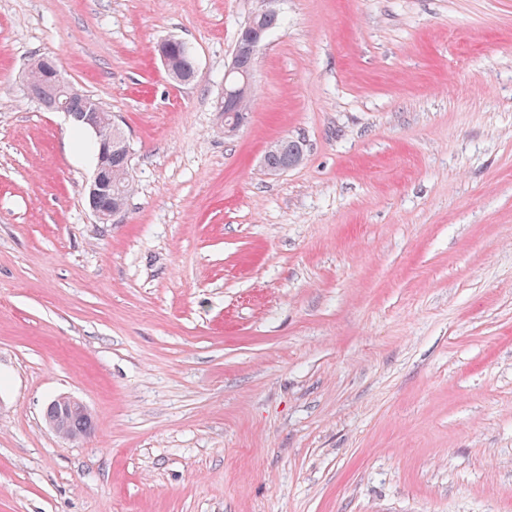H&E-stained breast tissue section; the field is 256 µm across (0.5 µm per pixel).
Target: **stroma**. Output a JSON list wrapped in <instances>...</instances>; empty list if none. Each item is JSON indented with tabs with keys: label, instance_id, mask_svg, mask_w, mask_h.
Listing matches in <instances>:
<instances>
[{
	"label": "stroma",
	"instance_id": "35a3bbf8",
	"mask_svg": "<svg viewBox=\"0 0 512 512\" xmlns=\"http://www.w3.org/2000/svg\"><path fill=\"white\" fill-rule=\"evenodd\" d=\"M259 6L0 0V512H512V0H277L228 136ZM45 56L130 144L111 223ZM267 34V28L255 25L244 38V41H237L231 66L224 77V95L218 102V107L223 106V97L225 110L240 105L249 98L252 91V73L247 74L240 71L237 68V59L241 54H246L255 60L267 38ZM232 75L237 77L232 78ZM174 42V38L167 39L162 41L157 47V53L160 58V61L168 72V74L175 80L182 83H189L193 81L198 74L197 68L190 75H183L181 73L189 72L193 69L195 65L194 53L191 47L188 50H179L176 55H174L171 59L169 54L170 45ZM173 60V65L175 69L180 72L177 73L172 70L171 61ZM304 156L303 144L298 140L281 139L279 144L264 156V164L269 170H286ZM52 401L46 407L45 415H47L48 418H46L45 421L47 426L56 435L67 440H75L76 438L74 437H80L83 434L90 432L92 429L93 420L89 412L70 414L66 419L67 432L65 429V417L69 409H71L75 404L79 405L83 409H86L83 403L69 396H60L57 397L53 402ZM54 402L59 404L61 407V412L56 418L54 417L58 409L56 406L51 405V403Z\"/></svg>",
	"mask_w": 512,
	"mask_h": 512
}]
</instances>
